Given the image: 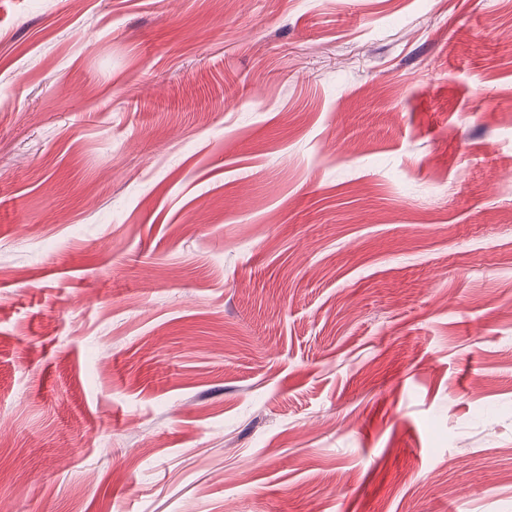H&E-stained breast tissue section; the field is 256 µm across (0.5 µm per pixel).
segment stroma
I'll list each match as a JSON object with an SVG mask.
<instances>
[{
    "instance_id": "1",
    "label": "stroma",
    "mask_w": 512,
    "mask_h": 512,
    "mask_svg": "<svg viewBox=\"0 0 512 512\" xmlns=\"http://www.w3.org/2000/svg\"><path fill=\"white\" fill-rule=\"evenodd\" d=\"M512 0H0L8 512H512Z\"/></svg>"
}]
</instances>
